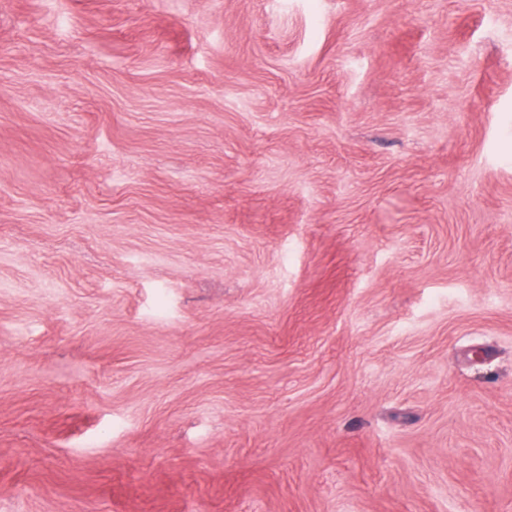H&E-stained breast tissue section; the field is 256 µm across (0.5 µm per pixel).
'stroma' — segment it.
Wrapping results in <instances>:
<instances>
[{"label":"stroma","mask_w":512,"mask_h":512,"mask_svg":"<svg viewBox=\"0 0 512 512\" xmlns=\"http://www.w3.org/2000/svg\"><path fill=\"white\" fill-rule=\"evenodd\" d=\"M0 512H512V0H0Z\"/></svg>","instance_id":"stroma-1"}]
</instances>
